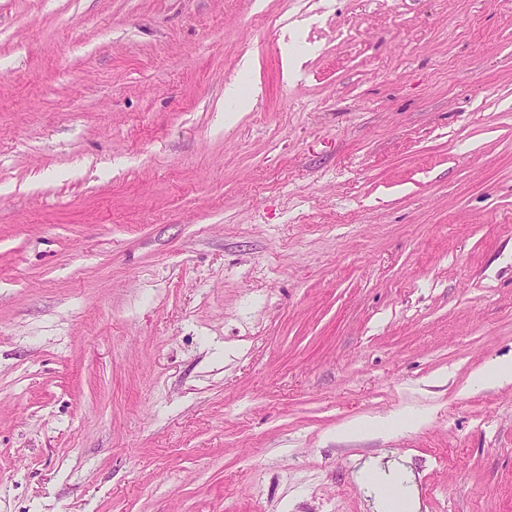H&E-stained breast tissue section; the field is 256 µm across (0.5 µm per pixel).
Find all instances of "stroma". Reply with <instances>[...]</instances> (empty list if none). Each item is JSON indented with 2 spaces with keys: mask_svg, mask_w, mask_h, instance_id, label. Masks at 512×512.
<instances>
[{
  "mask_svg": "<svg viewBox=\"0 0 512 512\" xmlns=\"http://www.w3.org/2000/svg\"><path fill=\"white\" fill-rule=\"evenodd\" d=\"M508 358L512 0H0V512H512ZM472 381L480 386L490 383H508L512 381V359L504 362H489L473 372Z\"/></svg>",
  "mask_w": 512,
  "mask_h": 512,
  "instance_id": "obj_1",
  "label": "stroma"
}]
</instances>
